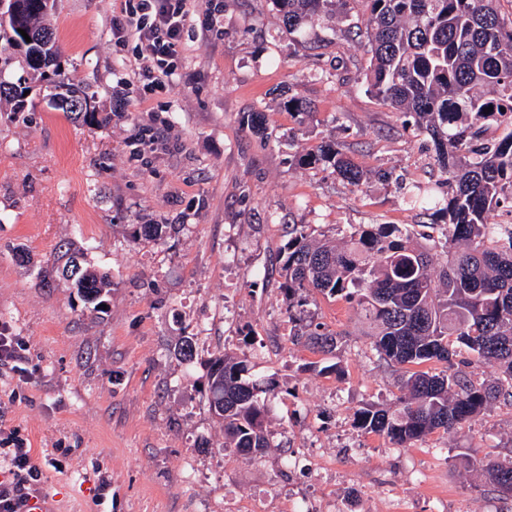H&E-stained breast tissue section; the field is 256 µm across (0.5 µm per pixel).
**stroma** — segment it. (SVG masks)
<instances>
[{"mask_svg": "<svg viewBox=\"0 0 512 512\" xmlns=\"http://www.w3.org/2000/svg\"><path fill=\"white\" fill-rule=\"evenodd\" d=\"M223 4L205 34L208 0H191L165 89L132 85L116 112L135 60L133 42L112 39L119 0H56L61 67L110 122L57 110L40 89L16 116L0 100V323L28 360L0 377V425L33 448L38 495L53 512H282L293 497L339 512H512L471 465L512 444V404L400 448L354 422L361 407L392 406L397 374L350 304L319 295L306 308L340 333L334 355L290 336L286 225L338 239L351 224H403L418 241L436 221L408 193L441 179L424 135L367 90L368 48L350 33L363 5L292 33L270 0ZM284 90L309 116L288 112ZM328 140L367 172L360 188L297 163ZM153 222L171 234L131 240L132 225ZM73 254L109 276L104 310L63 277ZM224 351L276 385L270 446L250 460L225 450L206 398L207 362ZM291 455L309 466L283 469Z\"/></svg>", "mask_w": 512, "mask_h": 512, "instance_id": "1", "label": "stroma"}]
</instances>
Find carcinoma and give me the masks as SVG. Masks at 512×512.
Returning <instances> with one entry per match:
<instances>
[{
    "label": "carcinoma",
    "mask_w": 512,
    "mask_h": 512,
    "mask_svg": "<svg viewBox=\"0 0 512 512\" xmlns=\"http://www.w3.org/2000/svg\"><path fill=\"white\" fill-rule=\"evenodd\" d=\"M288 31H300L315 16L345 14L356 0H271ZM364 27L355 32L370 47L368 90L414 120L451 191L427 194L419 204L443 221L446 259L435 263L433 248L413 242L399 224H351L342 245L312 240L291 228L284 246L281 291L288 318L297 322L296 341L322 354L333 353L338 333L300 325L294 309L320 294L353 305L371 329L379 359L403 370L395 408L367 407L354 413L359 428L407 448L424 437L448 434L483 414L499 399L512 403V222L489 223L500 207L512 213V20L499 0H361ZM0 42L14 46L19 30L37 32L25 44L23 64L30 80L45 85L54 107L95 119L94 93L76 87L60 67L52 29L42 24L54 8L48 0H16ZM13 57L0 52V98L11 112L28 111L22 79H13ZM493 107L491 112L484 109ZM505 125L486 140L488 128ZM309 169L331 168L357 188L366 179L336 144L322 142L299 155ZM167 224H134L132 236L161 239ZM75 286L100 309L110 282L81 269ZM491 366V381L473 379L456 367ZM432 363L444 368L423 369ZM245 361L227 352L210 360L207 400L224 426V448L255 457L270 447L267 420L270 382L245 378ZM494 490L512 484V451H489L480 462Z\"/></svg>",
    "instance_id": "cac0c4a2"
}]
</instances>
